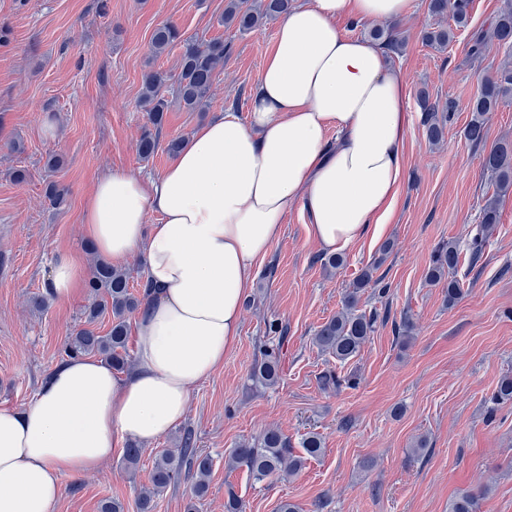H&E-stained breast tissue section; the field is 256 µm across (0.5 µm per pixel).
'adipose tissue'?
<instances>
[{"label":"adipose tissue","instance_id":"ef3b65f1","mask_svg":"<svg viewBox=\"0 0 512 512\" xmlns=\"http://www.w3.org/2000/svg\"><path fill=\"white\" fill-rule=\"evenodd\" d=\"M415 9L416 0H299L278 19L247 120L225 112L199 126L159 176L99 177L85 239L113 264L139 256L147 269L135 364L118 374L67 358L29 405L0 409V512H51L65 478L185 421L193 387L236 345L290 211L308 215L310 236L332 254L387 222L404 178L408 85L380 41L337 21L398 22ZM81 280L61 254L44 291L66 301Z\"/></svg>","mask_w":512,"mask_h":512}]
</instances>
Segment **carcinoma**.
<instances>
[{
	"mask_svg": "<svg viewBox=\"0 0 512 512\" xmlns=\"http://www.w3.org/2000/svg\"><path fill=\"white\" fill-rule=\"evenodd\" d=\"M470 0H429V11L435 17L451 15L454 27L437 26L422 34L426 45L436 49L447 48L455 38L454 28H464L469 23ZM293 7V0H226L221 24L234 26L242 33L250 32L263 23L274 20ZM371 37L384 43L389 54L401 57L406 51V39L395 27H376ZM182 46L180 73L172 78L167 72L152 70L144 77L140 96V107L146 112L147 124L142 128L138 140V152L148 160L159 147L158 131L163 125L171 102H176L188 112H207L212 104V88L216 76L224 67V40L211 39L198 42L180 39L177 27L172 23L158 26L151 38V48L156 56L164 54L175 43ZM506 52L512 51V4L499 11L490 32H476L469 42L467 55L480 58L491 45ZM512 97V69L504 68L499 73L484 75L480 79V92L471 99L466 108L472 117L464 129L466 140L474 145L484 143L487 136L485 115L495 111L500 104ZM420 108L425 117L423 125L430 143L442 141L445 122L437 119L438 105L430 101L429 95L421 93ZM482 166L494 176L495 192L488 197L480 210L479 223L469 244L470 262L478 261L486 241V233L499 223L500 197L512 189V142L503 140L491 148L482 160ZM461 253L456 243L440 246L428 271V281L438 284L448 280L446 299L452 306L459 299L463 284L456 278H447L457 270ZM375 267L365 268L353 288L345 294L342 310L325 322L316 331L314 343L323 352L345 363L356 357L369 336L375 331L378 313L366 315L357 312L360 292L377 285L373 279ZM90 302L85 307L84 327L73 333L65 343L62 353L68 357L96 355L105 360L113 370L124 372L131 367L127 350L129 315L142 305V299L130 292L129 275L101 258H96L86 282ZM111 318L110 329L102 334L97 323ZM254 376L266 384L278 380L277 363L267 360L254 371ZM304 454H293L288 439L278 430L269 429L256 443L244 442L233 449L228 459L231 468L244 466L258 480L291 477L298 474L305 461L322 453L319 435L310 433L302 440ZM195 475L193 492L204 496L209 488L213 460L193 447L191 433H186L180 447L164 449L156 455L149 475V486L141 491L138 508L140 512H152L154 498L177 476L183 464ZM479 496L470 490L458 492L448 503V512H477Z\"/></svg>",
	"mask_w": 512,
	"mask_h": 512,
	"instance_id": "1",
	"label": "carcinoma"
}]
</instances>
